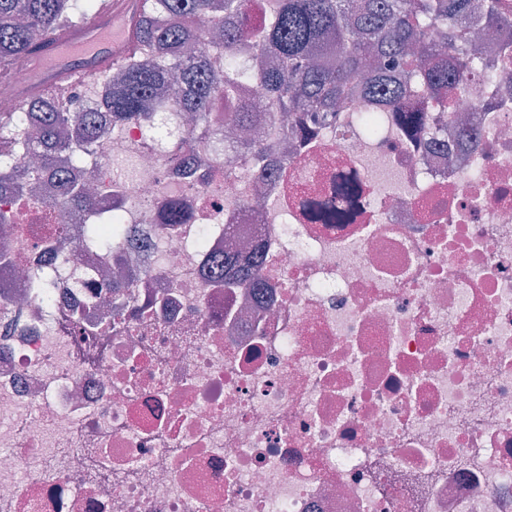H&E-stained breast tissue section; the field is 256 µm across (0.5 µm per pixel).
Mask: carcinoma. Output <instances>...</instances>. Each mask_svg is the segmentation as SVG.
<instances>
[{"instance_id": "1", "label": "carcinoma", "mask_w": 512, "mask_h": 512, "mask_svg": "<svg viewBox=\"0 0 512 512\" xmlns=\"http://www.w3.org/2000/svg\"><path fill=\"white\" fill-rule=\"evenodd\" d=\"M144 20L136 28L127 57L112 64V82L99 98L112 131L148 118L152 92L180 90L175 105L212 123L207 78L211 48L201 41L208 29L223 36L222 90L233 102L229 123L250 127L261 109L271 115L293 112L298 129L305 120L339 111L358 94L381 96L410 137L433 112L452 110L473 94L477 81L493 86L512 73V47L501 49L498 64L483 62L471 37L512 30V0H138ZM96 0H0V61L27 55L33 42L51 31L82 23ZM25 111L0 112V196L36 188L41 173L55 168L65 181L57 207L64 213L87 207L85 189L70 179L80 153L95 146L107 128L96 112H70L61 95L31 98ZM436 134L471 143L466 120H448ZM355 182L336 179L335 202L324 211L329 224L344 223L345 203ZM261 258L240 262L226 254L214 275L224 287L259 285Z\"/></svg>"}]
</instances>
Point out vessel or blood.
Returning <instances> with one entry per match:
<instances>
[{
	"label": "vessel or blood",
	"mask_w": 512,
	"mask_h": 512,
	"mask_svg": "<svg viewBox=\"0 0 512 512\" xmlns=\"http://www.w3.org/2000/svg\"><path fill=\"white\" fill-rule=\"evenodd\" d=\"M137 22L136 0H102L98 14L66 33L37 40L28 55L25 93L70 91L126 57Z\"/></svg>",
	"instance_id": "obj_1"
}]
</instances>
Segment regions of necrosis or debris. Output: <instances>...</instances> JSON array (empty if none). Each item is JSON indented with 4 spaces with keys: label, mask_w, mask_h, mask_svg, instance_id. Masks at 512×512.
<instances>
[{
    "label": "necrosis or debris",
    "mask_w": 512,
    "mask_h": 512,
    "mask_svg": "<svg viewBox=\"0 0 512 512\" xmlns=\"http://www.w3.org/2000/svg\"><path fill=\"white\" fill-rule=\"evenodd\" d=\"M373 106L296 164L219 124L188 170L184 113L127 123L89 158L120 227L89 251L53 182L0 198V512H512V85L456 102L474 150L389 112L367 136ZM344 169L358 221L308 223ZM254 249L262 289L212 283Z\"/></svg>",
    "instance_id": "4bbe7bcc"
}]
</instances>
